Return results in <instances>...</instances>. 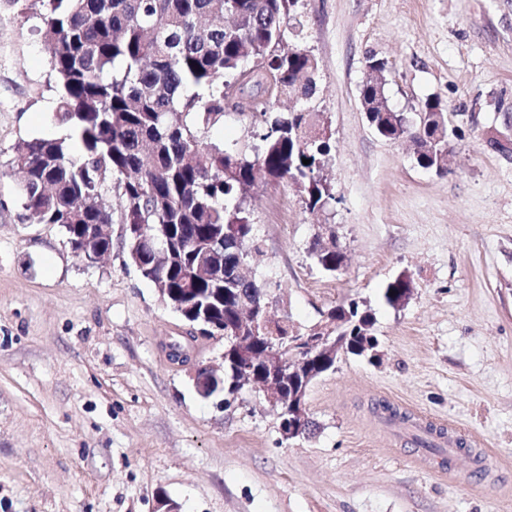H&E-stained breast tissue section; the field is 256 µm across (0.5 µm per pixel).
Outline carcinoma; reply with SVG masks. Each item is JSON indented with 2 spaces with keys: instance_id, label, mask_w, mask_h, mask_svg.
Returning a JSON list of instances; mask_svg holds the SVG:
<instances>
[{
  "instance_id": "carcinoma-1",
  "label": "carcinoma",
  "mask_w": 512,
  "mask_h": 512,
  "mask_svg": "<svg viewBox=\"0 0 512 512\" xmlns=\"http://www.w3.org/2000/svg\"><path fill=\"white\" fill-rule=\"evenodd\" d=\"M39 2L24 19L35 21L48 52L53 112L69 136L14 147L20 221L61 226L76 253L84 225H123L121 247L145 280L164 277L176 295L226 325L237 322L240 304L266 303L255 280L235 274L260 249L253 211L241 198L259 182L286 181L299 185L311 212L335 199L320 175L329 137L317 131L312 113L295 107L268 115L273 97L312 100L318 91L317 59L290 43L303 28L299 19L290 23L299 0ZM234 87L251 94L240 115L265 116L252 158L199 134V126L224 117ZM441 107L427 100L423 112L431 121L413 129L397 112H378L373 128L388 141H413L417 164L442 173L449 119ZM132 224L147 231L168 225L166 258L137 241ZM312 253L328 272L345 261L334 241L315 242ZM406 279L387 284V304L405 301ZM292 331L268 322L258 352L275 347L292 355Z\"/></svg>"
}]
</instances>
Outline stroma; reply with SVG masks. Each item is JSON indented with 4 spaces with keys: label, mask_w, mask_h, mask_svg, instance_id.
Instances as JSON below:
<instances>
[{
    "label": "stroma",
    "mask_w": 512,
    "mask_h": 512,
    "mask_svg": "<svg viewBox=\"0 0 512 512\" xmlns=\"http://www.w3.org/2000/svg\"><path fill=\"white\" fill-rule=\"evenodd\" d=\"M22 9L0 0V512H157L161 493L181 512H512V0H300L335 199L311 212L290 184L255 186L249 274L272 318L304 331L342 301L367 305L378 346L312 381L317 428L292 440L261 391L196 392L221 336L169 362L186 322L120 244L92 263L59 225L21 223L14 146L66 134ZM372 55L394 111L446 107L458 132L444 173L369 126ZM207 136L249 155L260 144L231 108ZM331 234L346 256L335 273L311 255ZM402 274L412 293L389 306ZM385 404L410 423L388 425ZM419 421L472 457L418 447Z\"/></svg>",
    "instance_id": "1"
}]
</instances>
